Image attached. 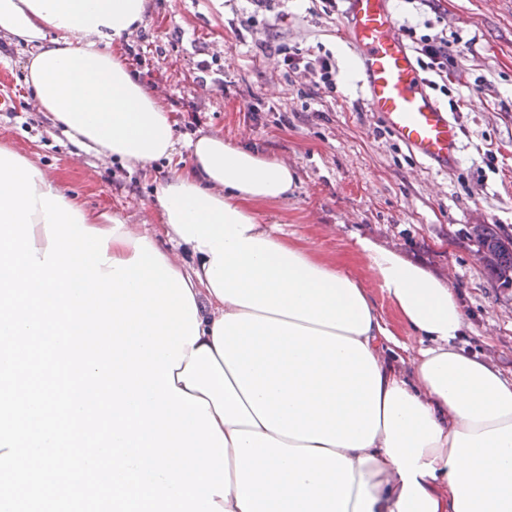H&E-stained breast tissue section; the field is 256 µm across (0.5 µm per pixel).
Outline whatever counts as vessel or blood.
I'll list each match as a JSON object with an SVG mask.
<instances>
[{"mask_svg": "<svg viewBox=\"0 0 512 512\" xmlns=\"http://www.w3.org/2000/svg\"><path fill=\"white\" fill-rule=\"evenodd\" d=\"M341 27L370 111L416 157L451 170L460 149L457 125L431 95L391 0H346Z\"/></svg>", "mask_w": 512, "mask_h": 512, "instance_id": "vessel-or-blood-1", "label": "vessel or blood"}]
</instances>
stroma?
I'll list each match as a JSON object with an SVG mask.
<instances>
[{
  "label": "stroma",
  "instance_id": "35a3bbf8",
  "mask_svg": "<svg viewBox=\"0 0 512 512\" xmlns=\"http://www.w3.org/2000/svg\"><path fill=\"white\" fill-rule=\"evenodd\" d=\"M417 35L455 37L447 90L460 129L459 161L449 172L416 159L371 112L351 66L340 9L327 0H277L269 25L244 20L248 0H147L143 25L105 47L134 57L128 65L163 100L178 147L202 132L251 147L294 168L288 199L252 203L261 223L311 260L347 273L366 289L395 336L416 338L355 247L375 239L430 272L448 278L471 325L464 346L512 378V287H502L477 259L476 223L512 235V0H393ZM276 30L289 44L330 53L336 85L286 69L256 42ZM30 49L0 35V146L34 158L67 196L93 217L158 231L156 188L173 165L130 166L77 154L26 84Z\"/></svg>",
  "mask_w": 512,
  "mask_h": 512
}]
</instances>
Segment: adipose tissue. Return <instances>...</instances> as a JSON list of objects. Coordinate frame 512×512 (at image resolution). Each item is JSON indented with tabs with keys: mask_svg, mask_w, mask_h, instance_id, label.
<instances>
[{
	"mask_svg": "<svg viewBox=\"0 0 512 512\" xmlns=\"http://www.w3.org/2000/svg\"><path fill=\"white\" fill-rule=\"evenodd\" d=\"M146 0H0V33L32 46L25 81L88 155L147 165L176 153L173 122L108 36L138 29ZM158 188L159 235L111 231L162 255L197 308L177 388L209 402L228 445L226 512H512V379L458 340L448 282L368 237L357 250L417 336L401 344L356 279L260 223L251 201L287 198L288 164L204 133ZM403 352L407 368L390 356Z\"/></svg>",
	"mask_w": 512,
	"mask_h": 512,
	"instance_id": "adipose-tissue-1",
	"label": "adipose tissue"
}]
</instances>
